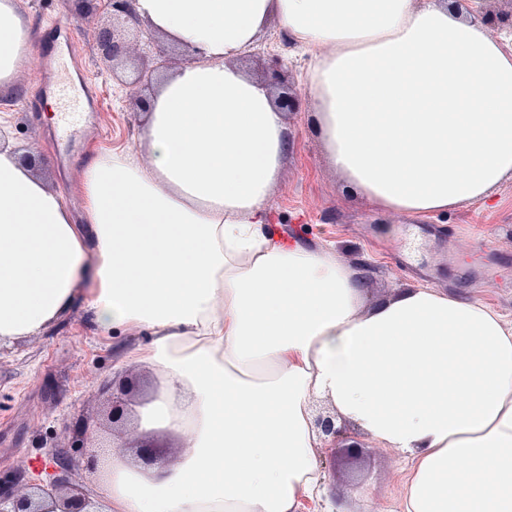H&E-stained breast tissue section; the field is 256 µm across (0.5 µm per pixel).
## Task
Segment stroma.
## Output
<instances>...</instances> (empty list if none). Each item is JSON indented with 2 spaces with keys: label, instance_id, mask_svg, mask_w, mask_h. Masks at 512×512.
Listing matches in <instances>:
<instances>
[{
  "label": "stroma",
  "instance_id": "1",
  "mask_svg": "<svg viewBox=\"0 0 512 512\" xmlns=\"http://www.w3.org/2000/svg\"><path fill=\"white\" fill-rule=\"evenodd\" d=\"M33 26V46L16 85L0 93V113H12L14 142L36 156L45 185L61 192L73 213L84 209L82 172L97 153L136 145L138 113L129 83L140 59L117 71L102 63L92 33L96 17L78 18L75 0H20ZM279 57L290 84L299 91L288 113L291 130L280 177L268 197L279 234L305 247L330 244L340 258L363 273L370 298H387L424 284L462 299H481L512 312V183L497 192L492 206L457 207L429 218L378 212L361 202L349 184L327 166L307 109L301 73L308 58L285 31L270 27L259 47L242 64L261 74ZM95 89L97 101L85 108L83 127L66 148L56 146L57 126L50 104L60 86L79 94L81 84ZM410 234L411 262L393 255L402 234ZM86 299L46 331L0 348V488L47 485L55 477L56 457L69 461V479L88 487L98 479L85 467L87 449L77 447V422L95 424L107 397L119 350L133 337L98 332L88 320ZM364 454L347 464L325 454L321 468L329 493L364 487L379 512L400 495L404 474L397 453L356 433Z\"/></svg>",
  "mask_w": 512,
  "mask_h": 512
}]
</instances>
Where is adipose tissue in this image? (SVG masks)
Returning a JSON list of instances; mask_svg holds the SVG:
<instances>
[{
  "instance_id": "1",
  "label": "adipose tissue",
  "mask_w": 512,
  "mask_h": 512,
  "mask_svg": "<svg viewBox=\"0 0 512 512\" xmlns=\"http://www.w3.org/2000/svg\"><path fill=\"white\" fill-rule=\"evenodd\" d=\"M189 55L140 115L150 162L95 156L75 219L0 147V343L88 291L101 333L144 329L121 364L154 378L133 415L186 443L147 466L114 442L103 512H374L331 497L312 405L398 452L391 512H512V317L428 286L367 302L332 246L271 226L288 146L273 88L238 60L271 23L313 49L309 110L328 165L383 212L484 204L512 181V47L480 0H134ZM32 49L0 0V90Z\"/></svg>"
}]
</instances>
